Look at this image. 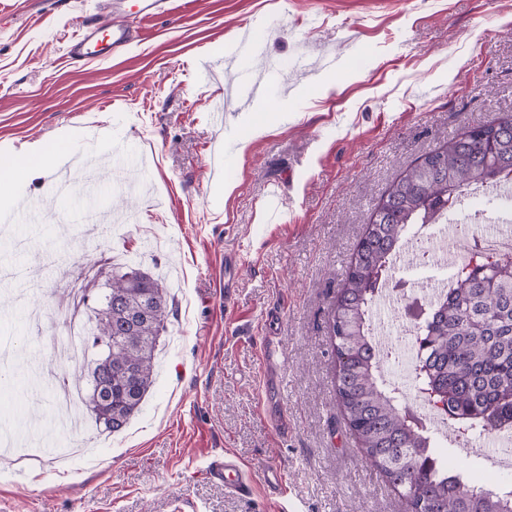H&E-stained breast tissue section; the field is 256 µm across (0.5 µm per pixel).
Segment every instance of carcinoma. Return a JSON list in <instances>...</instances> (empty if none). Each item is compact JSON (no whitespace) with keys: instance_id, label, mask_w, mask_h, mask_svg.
Returning <instances> with one entry per match:
<instances>
[{"instance_id":"obj_1","label":"carcinoma","mask_w":512,"mask_h":512,"mask_svg":"<svg viewBox=\"0 0 512 512\" xmlns=\"http://www.w3.org/2000/svg\"><path fill=\"white\" fill-rule=\"evenodd\" d=\"M510 168L512 112L426 153L381 196L336 293L329 333L344 421L411 512H512V489L482 491L441 466L422 423L382 387L369 337L372 295L409 225L430 223L461 188L493 185ZM415 316L417 388L442 404L448 432L468 441L512 423V254L489 259L473 248L472 263L457 271L448 295ZM167 317L157 279L130 266L112 275L84 342L101 352L85 406L105 431L122 430L140 410Z\"/></svg>"}]
</instances>
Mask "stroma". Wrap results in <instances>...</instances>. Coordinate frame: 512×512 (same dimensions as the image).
<instances>
[{"label":"stroma","mask_w":512,"mask_h":512,"mask_svg":"<svg viewBox=\"0 0 512 512\" xmlns=\"http://www.w3.org/2000/svg\"><path fill=\"white\" fill-rule=\"evenodd\" d=\"M174 2L142 40L82 66L66 57L70 20L94 17L99 0H0V162L38 141L140 158L80 172L99 183L91 200L59 198L33 177L0 231V352L11 356L0 364V432L46 430L58 446L96 450L65 465L36 444L0 452V512H408L343 421L328 320L389 185L448 136L512 110V0ZM248 28L265 29L279 78L241 108L225 89ZM329 52L336 69H318ZM115 99L124 111H111ZM276 112L288 119L273 126ZM262 122L267 133L241 146ZM217 143L230 177L209 172ZM89 201L122 211L121 223L82 222ZM107 251L158 277L170 307L155 382L114 434L64 428L26 365L86 374L89 358H57L49 340L63 333L54 313L67 277L85 273L93 299L108 288ZM269 341L283 361L271 374ZM227 452L251 472L249 491L210 477ZM494 453L441 451L472 484ZM271 464L284 475L279 494L263 481Z\"/></svg>","instance_id":"stroma-1"}]
</instances>
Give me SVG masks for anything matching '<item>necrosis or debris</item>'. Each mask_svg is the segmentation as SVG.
<instances>
[{
	"label": "necrosis or debris",
	"instance_id": "4bbe7bcc",
	"mask_svg": "<svg viewBox=\"0 0 512 512\" xmlns=\"http://www.w3.org/2000/svg\"><path fill=\"white\" fill-rule=\"evenodd\" d=\"M512 207V181L496 186L470 185L458 203L435 213L430 223L412 225L394 255L389 276L375 291L372 345L382 382L406 400L414 399L412 371L418 359L414 343L415 321L407 304L413 283L408 274L422 267L446 270L445 278L423 292L424 304L436 303L447 294L459 268L468 261L469 240L458 226V216L470 209L475 221L492 222L495 214Z\"/></svg>",
	"mask_w": 512,
	"mask_h": 512
}]
</instances>
